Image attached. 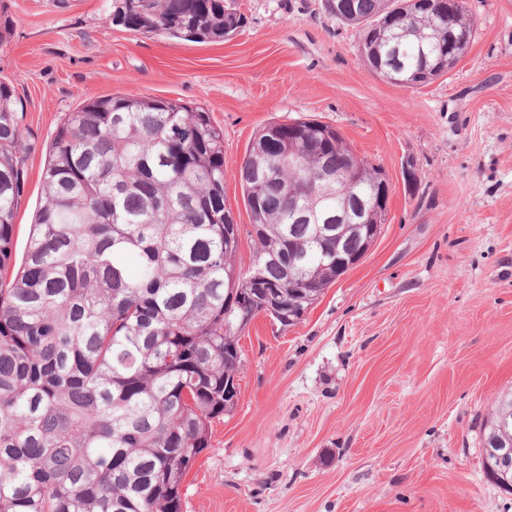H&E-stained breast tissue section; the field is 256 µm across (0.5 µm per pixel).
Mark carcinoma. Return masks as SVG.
Masks as SVG:
<instances>
[{
	"mask_svg": "<svg viewBox=\"0 0 512 512\" xmlns=\"http://www.w3.org/2000/svg\"><path fill=\"white\" fill-rule=\"evenodd\" d=\"M426 2L351 0L336 19L359 27L370 71L395 62L417 87L448 67V31L467 45L474 33L465 0H439L440 13ZM112 21L200 42L245 23L224 0H112ZM24 112L1 79L0 512H183V482L224 416V383L239 373L233 329L267 312L257 291L276 288L288 303L301 277L320 292L336 281V239L313 238L293 213L313 204L320 171L356 163L353 150L301 119L255 134L238 179L257 248L234 295L224 134L210 113L150 96L84 101L47 150L19 259ZM293 126L298 170L282 160ZM384 179L367 165L349 206L368 204ZM342 207L320 201L317 223H336Z\"/></svg>",
	"mask_w": 512,
	"mask_h": 512,
	"instance_id": "obj_1",
	"label": "carcinoma"
}]
</instances>
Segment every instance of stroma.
I'll return each instance as SVG.
<instances>
[{
	"label": "stroma",
	"instance_id": "obj_1",
	"mask_svg": "<svg viewBox=\"0 0 512 512\" xmlns=\"http://www.w3.org/2000/svg\"><path fill=\"white\" fill-rule=\"evenodd\" d=\"M474 37L449 73L390 84L325 0H233L230 39L146 35L112 0H0V77L26 108V242L47 146L86 99L148 95L210 112L224 202L255 240L238 181L265 124L313 119L392 191L366 256L294 325L242 330L237 405L212 424L183 512H512L484 426L512 395V0H466Z\"/></svg>",
	"mask_w": 512,
	"mask_h": 512
}]
</instances>
